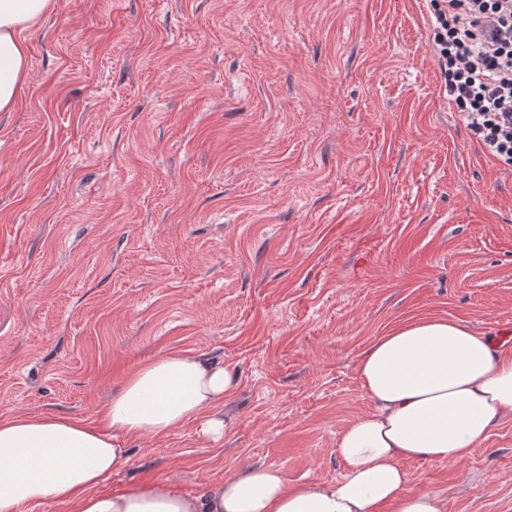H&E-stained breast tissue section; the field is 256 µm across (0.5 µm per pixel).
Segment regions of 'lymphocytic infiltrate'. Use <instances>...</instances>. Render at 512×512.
<instances>
[{"label":"lymphocytic infiltrate","mask_w":512,"mask_h":512,"mask_svg":"<svg viewBox=\"0 0 512 512\" xmlns=\"http://www.w3.org/2000/svg\"><path fill=\"white\" fill-rule=\"evenodd\" d=\"M442 90L472 140L512 169V0H430Z\"/></svg>","instance_id":"1"}]
</instances>
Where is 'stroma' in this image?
<instances>
[{
	"label": "stroma",
	"mask_w": 512,
	"mask_h": 512,
	"mask_svg": "<svg viewBox=\"0 0 512 512\" xmlns=\"http://www.w3.org/2000/svg\"><path fill=\"white\" fill-rule=\"evenodd\" d=\"M0 112V418L94 421L140 363L234 365L221 442L127 441L195 493L342 474L361 351L419 316L512 334V170L441 91L429 0H58ZM445 512H512V420L407 463Z\"/></svg>",
	"instance_id": "35a3bbf8"
}]
</instances>
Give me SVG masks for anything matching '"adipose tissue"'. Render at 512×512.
<instances>
[{"label":"adipose tissue","mask_w":512,"mask_h":512,"mask_svg":"<svg viewBox=\"0 0 512 512\" xmlns=\"http://www.w3.org/2000/svg\"><path fill=\"white\" fill-rule=\"evenodd\" d=\"M57 0H0V112L12 111L29 66L24 32ZM365 415L340 432L343 474L288 484L255 466L200 493L153 479L110 493L103 482L130 460L124 441L193 423L221 441L219 411L239 384L231 365L172 352L124 379L94 422L51 413L0 420V512L52 501L70 512H445L439 496L408 489L411 461L455 462L512 418V354L467 325L424 316L377 337L357 362Z\"/></svg>","instance_id":"adipose-tissue-1"}]
</instances>
